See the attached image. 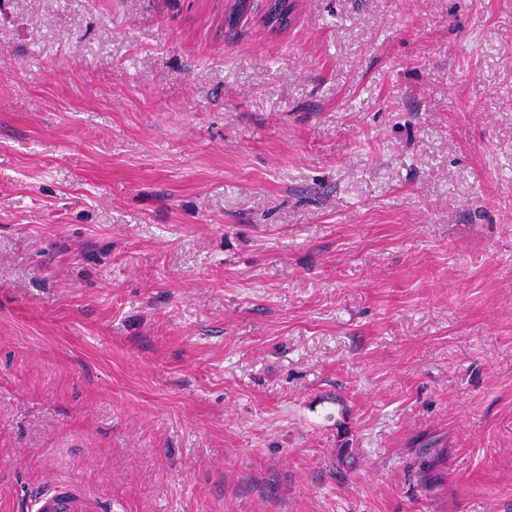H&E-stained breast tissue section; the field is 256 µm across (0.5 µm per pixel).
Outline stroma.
Segmentation results:
<instances>
[{"instance_id":"1","label":"stroma","mask_w":512,"mask_h":512,"mask_svg":"<svg viewBox=\"0 0 512 512\" xmlns=\"http://www.w3.org/2000/svg\"><path fill=\"white\" fill-rule=\"evenodd\" d=\"M0 0V512H512V0ZM31 512H112V501L70 479L52 478L36 490Z\"/></svg>"}]
</instances>
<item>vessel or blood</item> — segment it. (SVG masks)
<instances>
[{
  "label": "vessel or blood",
  "mask_w": 512,
  "mask_h": 512,
  "mask_svg": "<svg viewBox=\"0 0 512 512\" xmlns=\"http://www.w3.org/2000/svg\"><path fill=\"white\" fill-rule=\"evenodd\" d=\"M30 512H112V502L87 486L53 478L34 492Z\"/></svg>",
  "instance_id": "b4317fda"
}]
</instances>
